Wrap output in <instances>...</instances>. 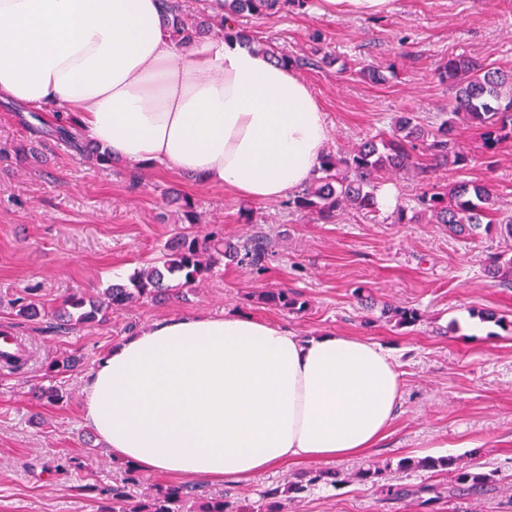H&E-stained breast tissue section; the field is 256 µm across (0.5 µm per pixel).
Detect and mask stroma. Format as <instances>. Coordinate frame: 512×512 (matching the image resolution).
<instances>
[{"instance_id":"1","label":"stroma","mask_w":512,"mask_h":512,"mask_svg":"<svg viewBox=\"0 0 512 512\" xmlns=\"http://www.w3.org/2000/svg\"><path fill=\"white\" fill-rule=\"evenodd\" d=\"M310 0L271 16L244 19L258 39L274 42L302 60L298 75L309 85L329 126L328 151L347 154L365 138L391 132L410 112L425 127L438 126L454 99L437 72L449 57L467 55L512 72V0H390L374 15L321 11ZM372 66L384 79L360 74ZM54 116L0 100V329L33 350L18 375L0 373V512H100L98 487L121 478L104 443L88 451L92 431L81 420L82 382L112 344L155 320L195 313H247L281 324L299 336L333 332L378 343L394 358L402 378L398 415L386 439L361 456L291 463L245 480H197V492L224 493L254 502L262 490L322 468L354 473L370 461L461 456L490 474L485 494L445 497L432 510L417 501H385L371 485L351 482L311 487L290 512H512V288L487 277L490 257L512 256V237L499 231L472 238L451 235L420 213L416 197L426 184L447 187L466 179L494 190V220L512 217V141L496 153L465 120L455 124L465 166L387 174L383 184L397 210L371 221L354 210L326 224L288 209L285 201H246L176 172L134 169L116 159L102 168L79 160L50 137ZM139 183H132L131 174ZM191 196L199 235L217 233L237 243L268 236L263 270L224 263L187 299L151 301L109 313L105 320L67 334L50 316L72 293L96 295L154 262L181 225L172 192ZM364 289L377 307L363 309ZM285 289L305 302L301 312L261 303L259 293ZM27 293L44 308L38 320L18 316L9 301ZM418 309L419 322L396 326L380 305ZM495 313L482 321V312ZM79 359L76 370L46 375L47 362ZM55 385L63 403L32 399L36 385ZM78 457L81 470L49 473L62 455Z\"/></svg>"}]
</instances>
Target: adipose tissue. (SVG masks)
Segmentation results:
<instances>
[{
  "mask_svg": "<svg viewBox=\"0 0 512 512\" xmlns=\"http://www.w3.org/2000/svg\"><path fill=\"white\" fill-rule=\"evenodd\" d=\"M163 15V0H0V99L60 112L113 157L246 200L308 183L329 128L307 83L232 37L181 48ZM82 392V419L115 458L219 481L365 453L402 384L375 342L302 338L237 313L135 330Z\"/></svg>",
  "mask_w": 512,
  "mask_h": 512,
  "instance_id": "1",
  "label": "adipose tissue"
}]
</instances>
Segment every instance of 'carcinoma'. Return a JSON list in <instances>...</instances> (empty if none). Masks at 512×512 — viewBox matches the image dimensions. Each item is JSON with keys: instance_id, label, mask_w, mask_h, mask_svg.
Here are the masks:
<instances>
[{"instance_id": "carcinoma-1", "label": "carcinoma", "mask_w": 512, "mask_h": 512, "mask_svg": "<svg viewBox=\"0 0 512 512\" xmlns=\"http://www.w3.org/2000/svg\"><path fill=\"white\" fill-rule=\"evenodd\" d=\"M308 0H214V3L190 9L183 0H165L166 27L170 36L181 46H191L201 36H235L259 48L286 65L296 64L288 53L274 45L257 41L239 19L263 16L290 5L303 7ZM444 82L451 83L455 96L450 105V118L428 129L410 113L395 118L392 133L387 138H369L349 155L325 153L317 174L297 194L288 197L287 206L299 212L314 214L323 221L331 220L337 212L355 209L369 217H377L380 209L376 197L378 176L384 171L403 172L413 167L412 151L419 143L427 144L433 166L449 163L462 165L466 155L455 149L451 132L454 118H463L483 129L484 148L494 153L501 143L512 136V75L487 68L467 56H455L439 72ZM52 136L74 149L80 160L108 165L109 153L79 137L74 125L58 122ZM187 224L198 220L196 203L188 196L173 199ZM420 210L431 216L432 222L448 226V231L458 237L476 236L492 231V224L484 223L495 204L494 193L487 183L462 181L448 186L442 192L433 185L417 195ZM269 241L254 236L240 244L224 242L213 236H200L192 231H180L164 242L157 261L137 269L128 282L112 284L97 295L86 297L77 293L68 295L52 317L56 328L68 333L85 324L99 321L114 309H122L144 299L161 301L183 299L202 282L213 277L224 261L246 262L259 266L268 253ZM265 303L274 304L288 312H299L305 303L284 290L266 291L259 295ZM383 314L391 315L398 326H411L419 321L414 309L386 307ZM32 398L39 402L58 404L64 395L54 386H36ZM390 464L369 462L356 473V479L367 482L388 500L413 498L422 505H432L441 497L434 485L411 486L382 482ZM443 472L450 475L448 495L475 496L484 492L489 475L477 468L461 463L450 456L424 458L404 457L396 464V471ZM124 482L106 489L112 507L106 512H288V504L297 495L320 482L330 485L344 484L346 479L330 470H315L308 479L287 482L269 488L260 494L255 505L249 506L228 496L207 497L196 501V487L189 484L169 486L152 494L137 497L129 493L128 485L140 481L139 472L124 466Z\"/></svg>"}]
</instances>
